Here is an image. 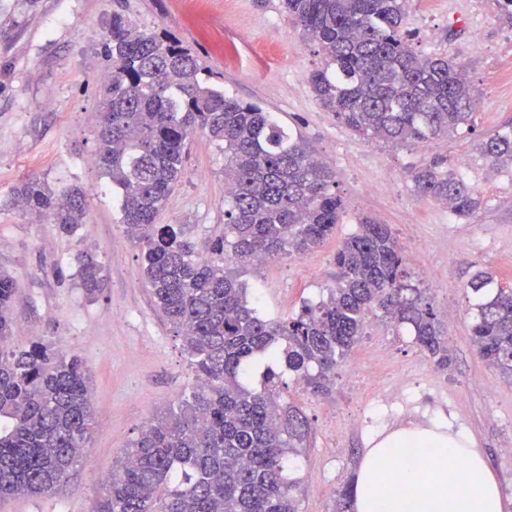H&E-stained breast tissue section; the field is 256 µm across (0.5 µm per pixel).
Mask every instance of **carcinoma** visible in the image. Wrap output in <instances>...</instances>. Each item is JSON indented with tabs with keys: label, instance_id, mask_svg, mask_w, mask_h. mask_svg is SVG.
Returning a JSON list of instances; mask_svg holds the SVG:
<instances>
[{
	"label": "carcinoma",
	"instance_id": "carcinoma-1",
	"mask_svg": "<svg viewBox=\"0 0 512 512\" xmlns=\"http://www.w3.org/2000/svg\"><path fill=\"white\" fill-rule=\"evenodd\" d=\"M408 0H282L316 43L308 82L320 106L364 140L422 145L470 132L480 94L466 71L418 54L404 28ZM102 52L109 62L99 96L95 165L119 195L121 224L140 249L142 275L172 325L201 385L179 411L147 423L123 450L93 512H299L288 461L308 437L300 410L277 401L287 370L315 393L329 391L337 364L362 335L366 315L408 329L435 366L448 368V337L426 290L414 286L387 224L357 217L336 251V286L286 318L247 300L226 267L323 246L346 214L335 172L298 131L270 112L224 94L191 49L111 17ZM201 130L224 150V237L202 260L179 224L156 218L178 182L187 141ZM485 166L512 171V122L474 145ZM417 194L457 217L482 200L467 178L434 158L414 169ZM32 214L65 233L84 223L85 192L54 190L37 176L14 187ZM80 286L93 300L104 265L77 257ZM472 342L512 381V288L490 272L469 282ZM14 282L0 274V499L50 496L66 482L90 438L88 369L40 341L14 343ZM264 384L249 386L256 359Z\"/></svg>",
	"mask_w": 512,
	"mask_h": 512
}]
</instances>
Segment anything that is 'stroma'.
Masks as SVG:
<instances>
[{
  "label": "stroma",
  "mask_w": 512,
  "mask_h": 512,
  "mask_svg": "<svg viewBox=\"0 0 512 512\" xmlns=\"http://www.w3.org/2000/svg\"><path fill=\"white\" fill-rule=\"evenodd\" d=\"M141 31L190 48L226 94L260 104L300 131L333 167L346 215L320 249L237 266L271 316L296 312L336 283V250L368 215L389 224L412 282L440 313L450 362L437 369L411 337L368 318L334 384L316 395L292 374L279 384L310 429L301 450L300 512H332L351 483L369 438L443 416L465 428L486 456L512 512V383L476 353L467 284L479 271L512 286V174L489 177L473 136L512 119V21L491 0H410L405 28L418 52L445 54L481 89L474 135L419 146L364 141L317 102L307 82L320 62L313 42L281 0H0V273L14 281L13 334L79 355L90 371L96 429L57 494L0 500V512H92L123 448L149 419L178 410L196 386L187 353L141 276L139 248L120 223V202L92 163L97 147L100 52L112 13ZM468 161L465 175L483 198L472 216L417 196L409 172L432 157ZM37 176L52 188L86 193V217L73 234L34 220L14 187ZM182 225L197 257L210 258L224 235V154L205 135L190 144L182 176L158 218ZM94 252L106 269L96 299L76 278V257ZM316 472L309 482L308 472Z\"/></svg>",
  "instance_id": "obj_1"
}]
</instances>
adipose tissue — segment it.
<instances>
[{"instance_id":"1","label":"adipose tissue","mask_w":512,"mask_h":512,"mask_svg":"<svg viewBox=\"0 0 512 512\" xmlns=\"http://www.w3.org/2000/svg\"><path fill=\"white\" fill-rule=\"evenodd\" d=\"M402 493L384 497L378 480L395 459ZM355 512H504L498 482L472 437L445 419L371 438L353 486Z\"/></svg>"}]
</instances>
